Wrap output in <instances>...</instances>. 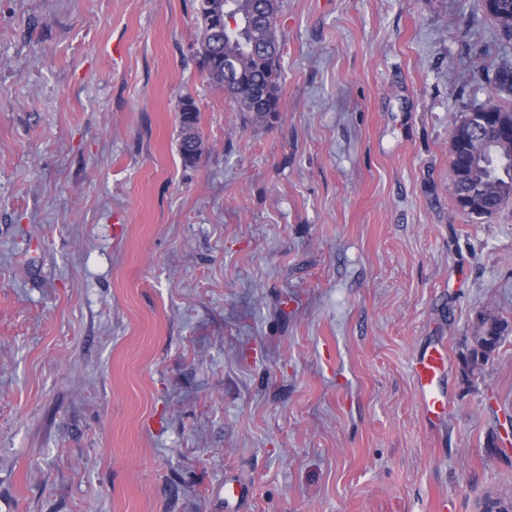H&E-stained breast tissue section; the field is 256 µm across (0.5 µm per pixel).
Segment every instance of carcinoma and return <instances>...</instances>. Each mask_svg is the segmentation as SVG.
Here are the masks:
<instances>
[{
    "instance_id": "1",
    "label": "carcinoma",
    "mask_w": 512,
    "mask_h": 512,
    "mask_svg": "<svg viewBox=\"0 0 512 512\" xmlns=\"http://www.w3.org/2000/svg\"><path fill=\"white\" fill-rule=\"evenodd\" d=\"M203 0L195 6L198 34L195 53L200 67L212 84L224 89L230 111L245 112L256 122H264L279 111L282 92L281 40L278 36L280 0ZM497 25L500 36L512 40V0H496L486 12ZM237 63L241 77L224 82V62ZM494 96L474 108L486 112L495 122L512 127V65L491 63ZM266 95L267 107L256 109L249 100L253 88ZM469 114L455 124L450 139L448 189L457 206L476 217H490L512 204V140L482 142L468 134ZM180 153L184 163L196 164L204 153L199 131V108L190 97L180 108ZM508 324L491 314H482L463 356L462 371L469 379L493 357Z\"/></svg>"
}]
</instances>
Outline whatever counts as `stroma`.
I'll use <instances>...</instances> for the list:
<instances>
[{
  "label": "stroma",
  "instance_id": "stroma-1",
  "mask_svg": "<svg viewBox=\"0 0 512 512\" xmlns=\"http://www.w3.org/2000/svg\"><path fill=\"white\" fill-rule=\"evenodd\" d=\"M482 5L281 0L259 124L201 70L193 0H0V512L512 496V204L448 192L452 128L512 62ZM438 345L433 424L410 365ZM180 153L185 164H196L204 153L199 131V108L191 97L182 99L180 108ZM508 324L495 315L483 313L472 336V344L463 356L462 371L467 381L493 357Z\"/></svg>",
  "mask_w": 512,
  "mask_h": 512
}]
</instances>
